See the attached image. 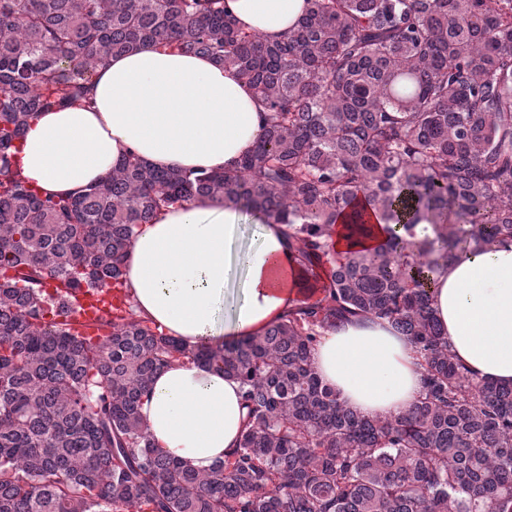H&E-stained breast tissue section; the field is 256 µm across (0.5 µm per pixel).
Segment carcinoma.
<instances>
[{"label": "carcinoma", "instance_id": "cac0c4a2", "mask_svg": "<svg viewBox=\"0 0 512 512\" xmlns=\"http://www.w3.org/2000/svg\"><path fill=\"white\" fill-rule=\"evenodd\" d=\"M149 43L209 57L254 92L262 133L231 168L158 170L134 153L77 196L17 168L29 120L90 101L113 54ZM200 195L286 226L322 296L260 336L188 346L135 309L140 227ZM374 214L372 252L329 239ZM512 239V0H307L277 40L226 0H0V512H512V385L448 348L429 273ZM126 307L88 325L66 304L112 280ZM382 318L423 389L362 415L318 375L320 336ZM237 379L246 421L205 473L156 452L140 407L177 360Z\"/></svg>", "mask_w": 512, "mask_h": 512}]
</instances>
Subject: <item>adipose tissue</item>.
Masks as SVG:
<instances>
[{"label":"adipose tissue","instance_id":"ef3b65f1","mask_svg":"<svg viewBox=\"0 0 512 512\" xmlns=\"http://www.w3.org/2000/svg\"><path fill=\"white\" fill-rule=\"evenodd\" d=\"M241 28L275 39L306 0H227ZM93 104L40 112L18 168L41 194H80L127 153L160 170H221L255 145L252 90L214 60L146 45L117 54L93 78ZM321 270L288 257L283 225L245 219L223 198L162 210L136 235L127 284L137 312L194 345L257 336L320 286ZM432 307L457 358L478 378L512 384V242L460 253L430 275ZM323 381L350 409L395 416L422 390L410 343L390 322L364 318L326 334L312 352ZM141 415L156 451L205 472L236 448L246 410L238 380L191 363L160 373Z\"/></svg>","mask_w":512,"mask_h":512}]
</instances>
